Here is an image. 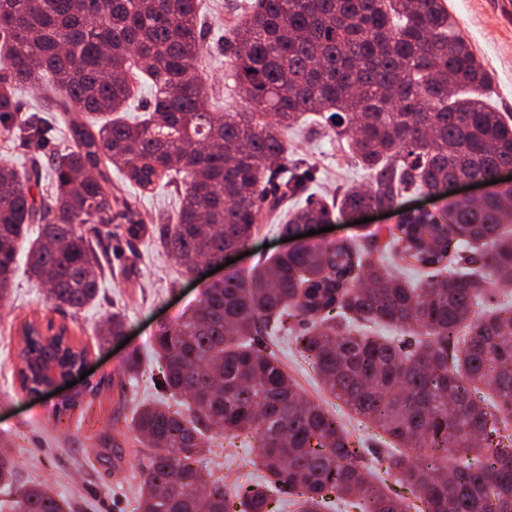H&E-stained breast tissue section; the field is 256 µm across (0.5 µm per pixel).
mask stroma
Listing matches in <instances>:
<instances>
[{
    "label": "stroma",
    "instance_id": "1",
    "mask_svg": "<svg viewBox=\"0 0 512 512\" xmlns=\"http://www.w3.org/2000/svg\"><path fill=\"white\" fill-rule=\"evenodd\" d=\"M248 0H203L208 26L201 47V74L214 111L242 110L234 88V63L224 55V31L233 24L235 8H247ZM454 27L473 47L493 76L489 92L493 104L512 113V0H447ZM289 157L301 160L313 175L312 189L330 196L337 190L368 186L370 178L338 146L336 138L323 127L304 122L281 131ZM112 192L128 201L142 215L162 213L175 216L181 187L160 186L140 193L119 174L111 176ZM445 198L432 199L417 193L404 199L389 214L357 224L353 219L332 214V229L311 235L314 243L347 242L366 245L382 228H396L407 209L442 208ZM288 243L277 224L264 222L251 239L248 253L234 262V269H248L275 254L287 251ZM222 272L184 274L170 253L152 238L134 241L113 237L99 290L94 302L76 313L53 309L41 288L25 272H18L10 297L0 305V438L11 445V457L19 483L38 478L54 487L77 506V512H132L131 503L139 490L140 474L148 464L146 454L135 451V435L128 429L129 407L118 400L109 379L122 376L130 353L142 359L140 386L136 396L156 399L153 380L160 366L153 360L151 345L165 323L173 321L194 305L208 280L222 279ZM126 318V345L117 340L98 341V327L112 313ZM53 321L66 325L70 338L87 350L85 380L60 390L47 388L45 395L22 391L18 370L20 339L18 327L24 320ZM276 350L294 384L309 400L344 416L354 435L365 438L369 452H377L373 427L348 415L346 408L330 398L317 375L297 351L292 336L276 341ZM84 403L85 411H73L68 424L57 425L53 411L61 403ZM249 436L229 444L215 439L201 456V465L223 478L226 490L240 481L257 482L260 472L245 464L252 455Z\"/></svg>",
    "mask_w": 512,
    "mask_h": 512
}]
</instances>
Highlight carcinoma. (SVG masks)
I'll list each match as a JSON object with an SVG mask.
<instances>
[{
	"label": "carcinoma",
	"mask_w": 512,
	"mask_h": 512,
	"mask_svg": "<svg viewBox=\"0 0 512 512\" xmlns=\"http://www.w3.org/2000/svg\"><path fill=\"white\" fill-rule=\"evenodd\" d=\"M204 20L198 0H0V133L13 135L17 91L50 77L47 112H70L71 149L49 157L53 191L35 198L30 178L0 162V302L17 252L57 309L74 312L98 293V271L124 222L187 274L248 246L257 224L303 194L308 169L288 161L278 130L307 115L347 143L370 172L365 190L332 202L309 195L282 233L322 224L333 211L368 206L453 180L490 182L512 166V116L488 102L491 75L451 30L445 0H255L224 40L247 112H212L198 73ZM138 67L152 81L148 117L125 112ZM38 161L52 136L40 115L21 128ZM139 190L182 180L174 223L145 220L112 196L107 164ZM512 187L450 200L438 213L408 212L369 247L302 242L250 269L224 274L195 305L162 326L159 399L135 406L129 428L150 450L136 512H512V303L491 289L512 276ZM394 253L417 266L413 283L374 261ZM396 328L398 336L366 332ZM22 326V389L41 365L77 372L86 349L67 329ZM114 312L99 339L123 335ZM293 335L328 395L380 430L386 455L363 460L344 421L292 382L274 339ZM139 371L129 356L120 382L132 400ZM248 433L261 484L229 494L198 456L216 434ZM400 487L395 490L387 478ZM10 512H72L38 480L16 485L0 450Z\"/></svg>",
	"instance_id": "cac0c4a2"
}]
</instances>
